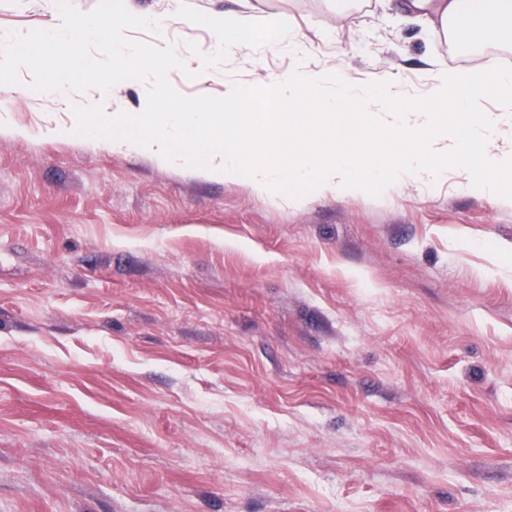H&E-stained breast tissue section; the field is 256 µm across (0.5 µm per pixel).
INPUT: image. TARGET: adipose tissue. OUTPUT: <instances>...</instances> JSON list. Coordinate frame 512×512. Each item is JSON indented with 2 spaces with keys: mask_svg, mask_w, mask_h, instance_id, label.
Masks as SVG:
<instances>
[{
  "mask_svg": "<svg viewBox=\"0 0 512 512\" xmlns=\"http://www.w3.org/2000/svg\"><path fill=\"white\" fill-rule=\"evenodd\" d=\"M400 9L463 53L472 52L480 40H501L512 24V0H400Z\"/></svg>",
  "mask_w": 512,
  "mask_h": 512,
  "instance_id": "obj_1",
  "label": "adipose tissue"
}]
</instances>
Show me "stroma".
<instances>
[{
  "label": "stroma",
  "mask_w": 512,
  "mask_h": 512,
  "mask_svg": "<svg viewBox=\"0 0 512 512\" xmlns=\"http://www.w3.org/2000/svg\"><path fill=\"white\" fill-rule=\"evenodd\" d=\"M276 15L311 66L425 96L483 72L392 0H188ZM176 0H129L196 57ZM56 0H0V35ZM292 47L219 68L252 83ZM0 107V512H512V202L447 169L431 190L242 184L42 136L75 119L25 86Z\"/></svg>",
  "instance_id": "stroma-1"
}]
</instances>
